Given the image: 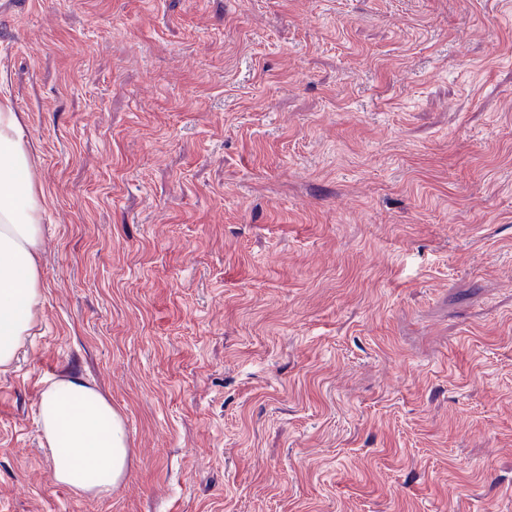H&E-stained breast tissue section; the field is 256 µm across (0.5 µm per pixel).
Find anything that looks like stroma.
I'll return each instance as SVG.
<instances>
[{
  "mask_svg": "<svg viewBox=\"0 0 512 512\" xmlns=\"http://www.w3.org/2000/svg\"><path fill=\"white\" fill-rule=\"evenodd\" d=\"M46 302L0 512H512V0H0ZM123 416L52 480L53 381ZM39 417L56 484L101 496L122 483L130 466L123 417L86 380L53 381L42 394Z\"/></svg>",
  "mask_w": 512,
  "mask_h": 512,
  "instance_id": "obj_1",
  "label": "stroma"
}]
</instances>
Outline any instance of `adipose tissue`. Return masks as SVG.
Wrapping results in <instances>:
<instances>
[{
	"label": "adipose tissue",
	"instance_id": "1",
	"mask_svg": "<svg viewBox=\"0 0 512 512\" xmlns=\"http://www.w3.org/2000/svg\"><path fill=\"white\" fill-rule=\"evenodd\" d=\"M44 210L26 129L0 94V368L15 361L46 300L39 265ZM39 417L55 483L97 496L122 483L130 466L123 417L86 380L52 382Z\"/></svg>",
	"mask_w": 512,
	"mask_h": 512
}]
</instances>
